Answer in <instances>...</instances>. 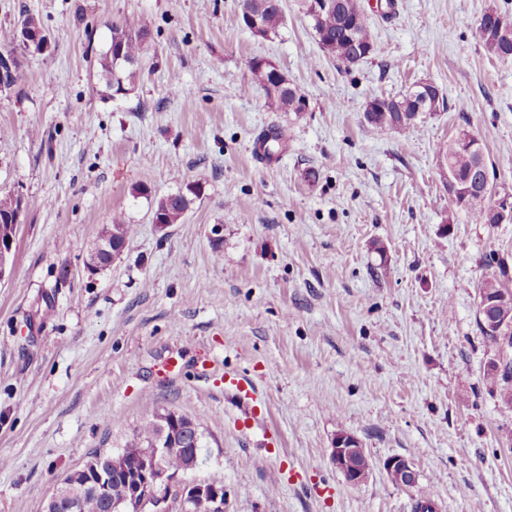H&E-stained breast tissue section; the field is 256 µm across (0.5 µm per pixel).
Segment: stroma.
<instances>
[{"instance_id": "35a3bbf8", "label": "stroma", "mask_w": 512, "mask_h": 512, "mask_svg": "<svg viewBox=\"0 0 512 512\" xmlns=\"http://www.w3.org/2000/svg\"><path fill=\"white\" fill-rule=\"evenodd\" d=\"M396 2L386 17L360 0L377 52L346 69L304 0H282L268 40L245 28L243 0H0V28L26 10L52 36L0 92V194L24 198L0 281V512H41L156 408L199 424L194 477L223 483L224 512H512V414L485 379L496 348L476 317L491 257L512 265V223L460 213L443 158L467 128L512 191V59L477 32L488 7L512 19V0ZM129 19L148 38L134 90L110 95L97 60ZM258 57L306 111L271 107ZM421 81L443 107L378 135L366 101ZM274 127L283 150L258 155ZM193 182L182 222L159 230L156 200ZM117 214L125 251L88 272ZM228 374L252 379L259 423H242ZM341 431L366 453L363 483L332 462ZM394 456L415 486L389 480ZM388 478L396 485L411 487L417 480V472L411 460L404 457H391L384 463Z\"/></svg>"}]
</instances>
